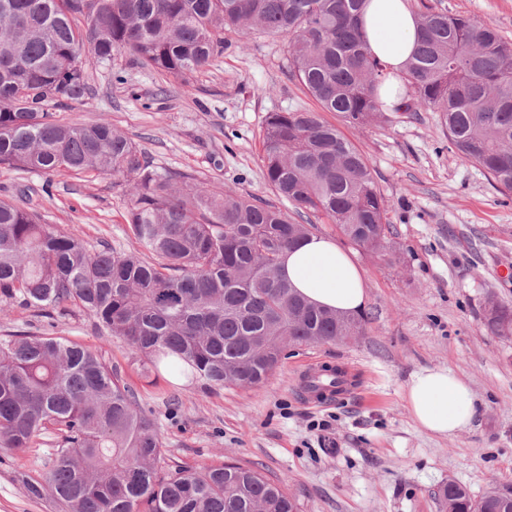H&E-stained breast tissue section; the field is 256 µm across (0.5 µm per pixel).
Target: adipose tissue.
<instances>
[{
    "label": "adipose tissue",
    "mask_w": 512,
    "mask_h": 512,
    "mask_svg": "<svg viewBox=\"0 0 512 512\" xmlns=\"http://www.w3.org/2000/svg\"><path fill=\"white\" fill-rule=\"evenodd\" d=\"M416 21L408 0H368L362 14L370 49L387 69L379 95L390 107L404 97V64L415 48ZM280 272L312 303L354 313L367 303L361 270L331 239L314 235L285 252ZM404 396L413 420L437 436L450 437L465 430L478 414L470 388L442 367L412 373Z\"/></svg>",
    "instance_id": "ef3b65f1"
}]
</instances>
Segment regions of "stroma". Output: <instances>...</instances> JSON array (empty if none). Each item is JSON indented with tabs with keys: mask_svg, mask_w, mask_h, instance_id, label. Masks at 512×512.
Here are the masks:
<instances>
[{
	"mask_svg": "<svg viewBox=\"0 0 512 512\" xmlns=\"http://www.w3.org/2000/svg\"><path fill=\"white\" fill-rule=\"evenodd\" d=\"M428 2L491 19L512 38V0ZM224 39L211 67L184 81L128 53L108 66L85 57L86 100L59 106L56 116L71 125L109 121L157 171L275 201L263 166L265 118L317 104L288 74L287 40L234 32ZM323 118L364 154L388 207L389 230L376 253L326 220L312 221L313 233L335 240L364 274V335L289 349L260 386L207 389L164 372L143 375L124 342L101 336L77 308L48 314L0 297V336L63 337L96 349L154 418L166 462L258 465L284 483L299 512H440L435 493L443 482L456 480L476 496L491 479L512 483V338L483 327L487 295L512 301V197L451 149L438 113L362 127L333 112ZM26 191L42 223L88 248L137 250L125 177L0 167V200L20 203ZM311 362L347 367L355 392L309 405L299 372ZM425 367L448 368L469 385L479 405L471 427L436 437L415 424L403 389ZM55 441L51 430L33 447H0V512H55L53 502L31 500L24 489L25 479L47 471Z\"/></svg>",
	"mask_w": 512,
	"mask_h": 512,
	"instance_id": "stroma-1",
	"label": "stroma"
}]
</instances>
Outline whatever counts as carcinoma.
<instances>
[{"label": "carcinoma", "instance_id": "carcinoma-1", "mask_svg": "<svg viewBox=\"0 0 512 512\" xmlns=\"http://www.w3.org/2000/svg\"><path fill=\"white\" fill-rule=\"evenodd\" d=\"M0 10V165L47 174L129 178L139 250L91 251L0 201V295L43 311L78 308L123 339L144 371L205 387L263 384L290 347L360 336L365 319L317 306L280 274L283 253L310 235L287 212L233 189L206 190L159 172L106 120L61 122L53 105L85 99L83 57L112 65L128 51L185 79L224 51V32L288 39V73L320 111L268 114L266 179L276 196L366 251L382 247L387 206L361 151L319 112L355 126L430 109L456 153L512 193V39L489 19L421 3L406 96L380 100L385 66L361 25L365 0H7ZM483 324L512 335V303L487 298ZM58 432L49 469L26 482L59 512H298L282 481L258 466L177 465L160 474L163 442L135 391L92 348L62 337L0 336V447ZM441 512H512V484L479 497L450 479Z\"/></svg>", "mask_w": 512, "mask_h": 512}]
</instances>
